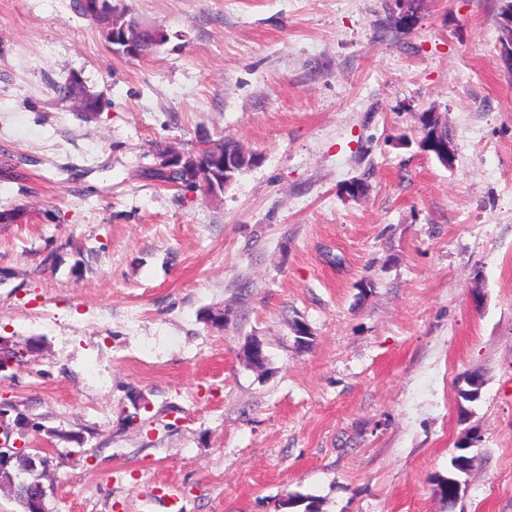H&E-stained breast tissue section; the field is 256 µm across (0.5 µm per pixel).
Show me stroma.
Returning <instances> with one entry per match:
<instances>
[{
  "instance_id": "stroma-1",
  "label": "stroma",
  "mask_w": 512,
  "mask_h": 512,
  "mask_svg": "<svg viewBox=\"0 0 512 512\" xmlns=\"http://www.w3.org/2000/svg\"><path fill=\"white\" fill-rule=\"evenodd\" d=\"M121 4L168 41L131 60L75 0H0V209L28 212L0 336L37 344L0 402L40 425L48 512H512L503 0ZM222 137L257 161L219 198L143 173ZM472 432L451 508L431 482Z\"/></svg>"
}]
</instances>
